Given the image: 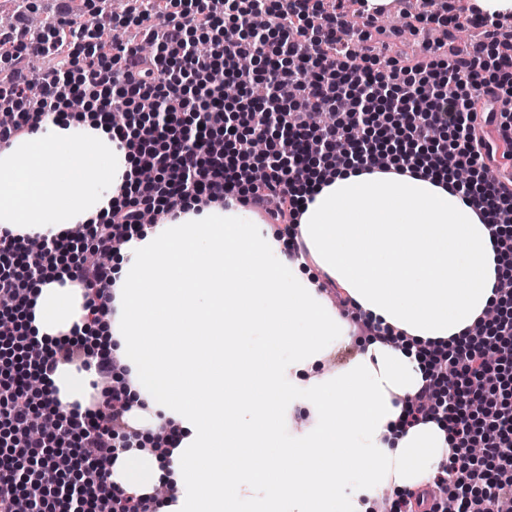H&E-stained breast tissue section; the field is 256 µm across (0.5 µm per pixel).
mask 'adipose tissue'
<instances>
[{
  "instance_id": "1",
  "label": "adipose tissue",
  "mask_w": 512,
  "mask_h": 512,
  "mask_svg": "<svg viewBox=\"0 0 512 512\" xmlns=\"http://www.w3.org/2000/svg\"><path fill=\"white\" fill-rule=\"evenodd\" d=\"M136 163L96 115L40 124L0 150V234L55 238L97 222ZM289 257L261 214L189 201L141 227L111 264L107 313L93 327L118 362L137 436L109 480L157 512H374L446 464L438 420L401 426L425 365L491 309L503 279L492 228L431 177L340 170L305 199ZM341 285L398 332L372 338L347 369L320 364L351 328L327 300ZM85 298L63 272L38 281L27 324L50 343L85 326ZM94 369L52 376L63 412L93 403ZM261 394L264 407L244 404Z\"/></svg>"
}]
</instances>
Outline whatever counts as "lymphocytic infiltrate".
Instances as JSON below:
<instances>
[{
	"instance_id": "lymphocytic-infiltrate-1",
	"label": "lymphocytic infiltrate",
	"mask_w": 512,
	"mask_h": 512,
	"mask_svg": "<svg viewBox=\"0 0 512 512\" xmlns=\"http://www.w3.org/2000/svg\"><path fill=\"white\" fill-rule=\"evenodd\" d=\"M154 23L141 30L156 46L143 56L137 44L105 46L100 28L139 21L131 8L109 14L97 0L71 4L49 19L40 39L23 28L0 32V147L48 118H65L74 100H92L98 117L111 122L125 112L113 133L139 161L127 174L119 202L80 234L43 240L32 253L27 238L0 236V344L21 342L19 323L30 285L52 272L62 248H70L74 278L82 286L91 318L111 270L101 256L120 249L140 227L143 212L162 218L172 209L168 196L220 203L232 195L256 212L284 224L291 257L306 256L293 225L303 204L302 190L318 180L306 157L318 155L335 167L396 165L444 180L450 169L464 168L468 181H453L452 191L480 210L487 223L512 213V176L494 177L497 153L512 154V53L504 51L499 20L470 12L481 27L480 47L452 57L431 45L410 63L390 59L386 71L373 68L374 57L357 55L374 17L365 0H355L365 31L344 20L346 0H334L330 13L314 19L311 0H144ZM35 56L52 63L32 71ZM254 62L240 68L242 59ZM496 78H486V69ZM238 87L246 124L224 119V84ZM512 337V315L484 330L481 339L465 336L447 360L426 377L411 398L405 418L412 425L436 416L428 395L441 371L455 368L456 386L448 388L442 413L456 445L446 477L433 480L429 494L409 493L415 512H440L447 485H495L491 497L460 500L458 512H500L512 498V403H502L487 420L482 441L486 466L476 467L470 450L476 439L471 411L476 399L493 393L503 362L489 356L493 344ZM94 367L104 403L84 418L65 416L54 396L51 377L59 365ZM124 390L113 378L109 356H95L87 337L72 335L39 344L28 362L0 370V428L9 441L0 446V512H16L21 497L33 512H150L148 496L127 492L107 478L119 448L115 439L130 433ZM74 461L88 479L69 480L48 458L49 449Z\"/></svg>"
}]
</instances>
